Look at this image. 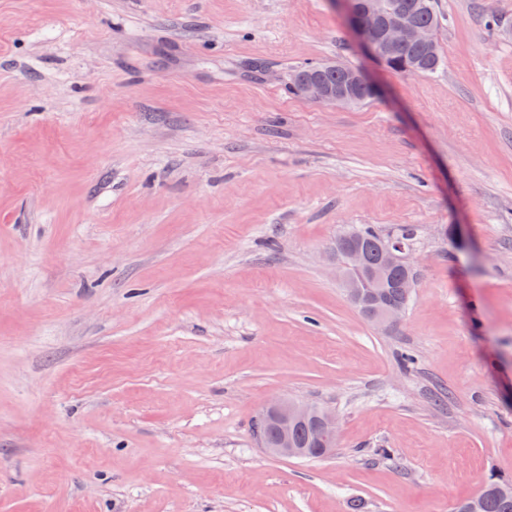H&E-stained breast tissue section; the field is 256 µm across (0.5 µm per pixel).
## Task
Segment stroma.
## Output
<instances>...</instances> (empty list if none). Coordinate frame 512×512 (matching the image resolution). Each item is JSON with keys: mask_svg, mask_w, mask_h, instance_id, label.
I'll list each match as a JSON object with an SVG mask.
<instances>
[{"mask_svg": "<svg viewBox=\"0 0 512 512\" xmlns=\"http://www.w3.org/2000/svg\"><path fill=\"white\" fill-rule=\"evenodd\" d=\"M439 8L415 76L343 0H0V512H455L512 481V0ZM338 60L380 94L289 91ZM363 224L414 229L390 329L336 277ZM280 397L335 411L330 456L260 447Z\"/></svg>", "mask_w": 512, "mask_h": 512, "instance_id": "obj_1", "label": "stroma"}]
</instances>
